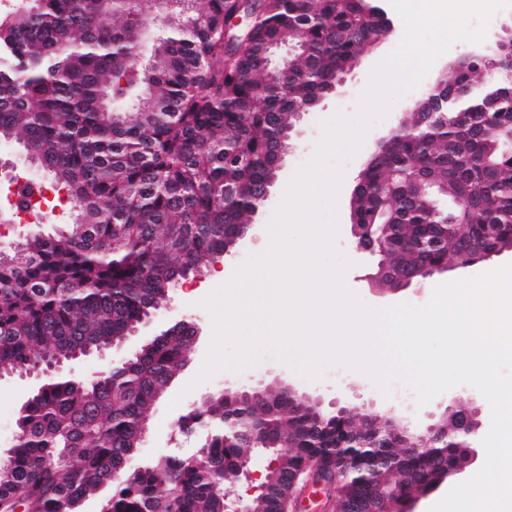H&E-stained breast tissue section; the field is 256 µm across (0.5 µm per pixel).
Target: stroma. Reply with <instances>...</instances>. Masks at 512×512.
<instances>
[{
	"mask_svg": "<svg viewBox=\"0 0 512 512\" xmlns=\"http://www.w3.org/2000/svg\"><path fill=\"white\" fill-rule=\"evenodd\" d=\"M511 23L512 9L505 7L496 11L493 22L487 28L485 40L476 45L467 42L454 44L435 62L428 74L429 79L433 80L448 73L450 62L465 52L471 50L482 53L491 52L502 26ZM401 41V35L396 34L368 49L345 73L343 87L325 96L314 109L301 114L294 120L288 152L281 162L279 174L270 189L269 199L258 213L251 216V229L241 250L232 258L209 267L203 274L180 281L171 290L166 304L154 312L150 325L140 328L138 336L131 338L123 346L122 355L132 356L142 338H153L166 330L173 320L184 315L195 317L200 327V333L187 364L173 379L166 393L158 400L151 412L148 441L140 453L134 457V464L144 465L157 455L188 447L189 442L185 436L175 431L174 420L188 409L200 405L206 394L221 390L224 382V375L220 372L205 381L199 378L214 335L213 319L203 305L204 300L225 281L231 280L237 267L246 260L248 255L262 252L268 247L270 236L267 225L279 207L290 181L299 170L314 159L323 138L325 123L338 116L347 120L358 117L361 112L362 96L370 85L372 73L379 59L389 56ZM420 96V91L415 90L396 98L384 117L374 119L370 123L358 150L346 156L341 162V189L335 204L337 235L334 239V248L339 256L350 262L344 274L347 288L365 306L371 308L403 303L421 305L426 303L432 294V289L428 286L419 291L412 287L396 291L371 287L364 279L365 268L353 264V254L348 247L351 230L350 199L356 178L375 150L377 140L385 135L399 119L413 112ZM36 174L35 167L19 144L10 143L7 150L0 152V213L6 215L11 210L12 178L33 177ZM254 372L262 376L265 383L274 385L284 381L302 392H318L324 400H338L340 406L352 410H363L374 402L384 404L393 407L397 413L415 423L425 421L427 413L430 412L438 416L443 415L446 406L452 400H459L463 404L472 402L482 410L483 426L487 427L491 424V409L488 402L477 389L469 385H460L441 393L422 408L417 405L413 391L383 392L378 384L361 380L355 369L342 363L326 366L319 377L311 379L295 373L282 362L269 357L255 367ZM31 390L29 383L15 377L0 380V460L5 458L6 451L12 444L18 409Z\"/></svg>",
	"mask_w": 512,
	"mask_h": 512,
	"instance_id": "obj_1",
	"label": "stroma"
}]
</instances>
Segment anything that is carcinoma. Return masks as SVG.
Segmentation results:
<instances>
[{
    "label": "carcinoma",
    "mask_w": 512,
    "mask_h": 512,
    "mask_svg": "<svg viewBox=\"0 0 512 512\" xmlns=\"http://www.w3.org/2000/svg\"><path fill=\"white\" fill-rule=\"evenodd\" d=\"M112 0L97 22L84 0H20L0 20V140L73 201L68 224L0 248V369L27 371L118 342L180 281L224 257L238 226L263 205L264 185L293 115L327 94L353 60L387 33L361 0H259L246 25L224 18L241 0ZM165 25L148 59L138 36ZM508 70L484 72L498 91ZM427 136L406 122L394 145L363 169L351 199L361 224H391L393 263L407 269L471 263L460 242L496 224L512 241V100L500 114L463 95ZM43 182L16 185L15 211L35 206ZM193 334H162L103 378H43L16 423L21 440L0 462V512H81L103 487L100 512H224V472L252 447H280L267 474L272 512L288 477L308 461L350 468L334 509L402 512L411 493L434 489L437 467L463 454L442 439L434 456L397 434L377 449L394 466L365 481L367 460L347 457L357 415L323 411L277 386L252 401L212 394L177 429L205 430L204 468L173 452L115 482L140 449L141 422L187 362Z\"/></svg>",
    "instance_id": "1"
}]
</instances>
